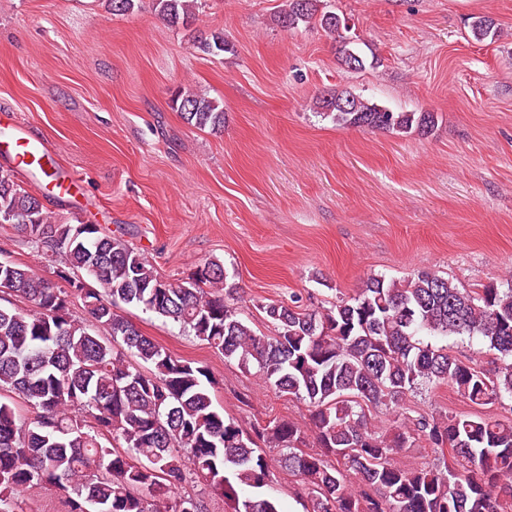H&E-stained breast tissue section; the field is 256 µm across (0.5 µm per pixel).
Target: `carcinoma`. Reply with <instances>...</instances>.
I'll return each mask as SVG.
<instances>
[{
    "instance_id": "cac0c4a2",
    "label": "carcinoma",
    "mask_w": 512,
    "mask_h": 512,
    "mask_svg": "<svg viewBox=\"0 0 512 512\" xmlns=\"http://www.w3.org/2000/svg\"><path fill=\"white\" fill-rule=\"evenodd\" d=\"M324 0H286L274 17L286 30L314 22L338 42L345 68L367 57L344 35L346 22ZM198 0H153L171 26L189 28ZM474 40L498 36L476 17ZM209 55L232 50L224 32L193 36ZM316 109L337 126L425 136L434 112H395L350 91L320 96ZM171 108L197 129L224 126L219 102L185 89ZM0 224H15L57 268L62 288L33 268H0L3 287L28 303L0 305V512H19V494L51 487L67 512H206L186 491L202 483L229 512H281L271 495H245L272 481L273 465L298 478L312 512H512V420L480 408L512 403V280L465 291L434 272L406 280L373 274L355 296L319 311L288 302L260 305L271 334L251 329L228 303L236 288L224 265L204 262L188 280L163 279L149 261L95 224L58 222L38 195L0 171ZM84 317L71 313L73 298ZM136 304L178 324L209 347L255 367L264 383L310 407L320 452L307 453L301 428L287 419L243 430L218 411L210 369L176 356L114 311ZM424 336L477 338L496 352L490 371L463 361ZM448 385L474 412L421 415L406 423L403 401ZM396 408L382 427L370 407ZM112 442L108 447L102 440ZM427 441L443 465L408 467L397 460ZM276 448L271 459L267 450Z\"/></svg>"
}]
</instances>
